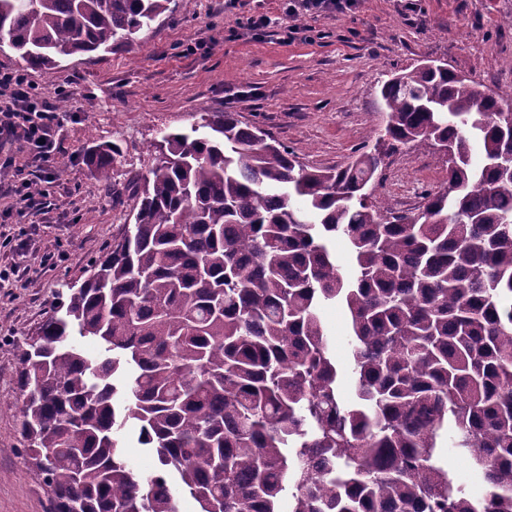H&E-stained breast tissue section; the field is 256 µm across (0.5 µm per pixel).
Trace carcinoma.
Masks as SVG:
<instances>
[{
  "instance_id": "cac0c4a2",
  "label": "carcinoma",
  "mask_w": 512,
  "mask_h": 512,
  "mask_svg": "<svg viewBox=\"0 0 512 512\" xmlns=\"http://www.w3.org/2000/svg\"><path fill=\"white\" fill-rule=\"evenodd\" d=\"M170 3L0 0V37L49 72L130 44ZM379 94L384 135L336 171L231 112L154 144L133 223L21 352L19 432L55 512H181L183 495L198 512H512V102L441 62ZM426 144L448 189L381 213L384 158ZM118 154L87 161L110 184ZM336 300L353 403L320 314ZM125 432L155 452L152 474L124 460ZM448 464L459 485L463 486L468 491L477 490L479 477L466 458L450 452L448 454Z\"/></svg>"
}]
</instances>
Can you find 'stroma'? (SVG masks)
I'll list each match as a JSON object with an SVG mask.
<instances>
[{
  "label": "stroma",
  "instance_id": "1",
  "mask_svg": "<svg viewBox=\"0 0 512 512\" xmlns=\"http://www.w3.org/2000/svg\"><path fill=\"white\" fill-rule=\"evenodd\" d=\"M358 2L355 12L307 19L311 41L282 42L273 26L245 30L250 16L279 17V0H194L161 15L131 45L76 55L46 73L11 49L0 51L1 71L26 73L42 97L67 106L54 161L15 156L22 177L47 184V194L16 212L12 179L0 177V231L35 246L26 271L0 288V512H50V494L18 431L21 348L128 223L135 203L128 184L148 173V147L163 133L190 130L205 109L231 112L303 164L336 168L384 128L381 80L421 60H445L496 91L512 88V0H417L412 11L402 0ZM104 142L120 149L113 190L85 161L88 149ZM445 185L432 149L405 147L379 171L373 200L409 213L421 193ZM321 316L340 390L354 399L347 312L329 301Z\"/></svg>",
  "mask_w": 512,
  "mask_h": 512
}]
</instances>
